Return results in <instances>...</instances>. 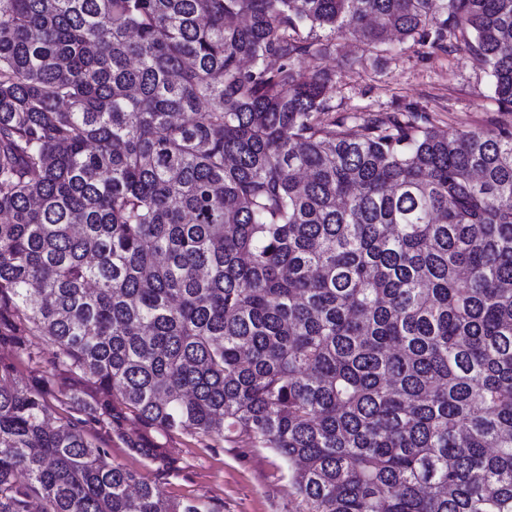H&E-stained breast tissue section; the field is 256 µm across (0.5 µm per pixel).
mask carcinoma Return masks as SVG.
<instances>
[{
  "label": "carcinoma",
  "mask_w": 512,
  "mask_h": 512,
  "mask_svg": "<svg viewBox=\"0 0 512 512\" xmlns=\"http://www.w3.org/2000/svg\"><path fill=\"white\" fill-rule=\"evenodd\" d=\"M352 36L456 43L512 107V0H0V340L305 512H512V131L330 120ZM0 369V512H213Z\"/></svg>",
  "instance_id": "obj_1"
}]
</instances>
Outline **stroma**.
Wrapping results in <instances>:
<instances>
[{
  "mask_svg": "<svg viewBox=\"0 0 512 512\" xmlns=\"http://www.w3.org/2000/svg\"><path fill=\"white\" fill-rule=\"evenodd\" d=\"M341 74L331 104L336 118L359 131L363 114L388 118L421 111L431 125L445 129H512V109L500 105L487 74L465 51H447L414 42L394 45L381 63L362 48H338L326 60ZM18 353L0 342V366L9 367L21 385L46 383L49 420L78 417L66 400L70 390L94 395V384L68 372L53 345L40 334L26 339ZM116 419L89 420L85 430L109 451V460L136 472L171 501L205 503L215 512H303L288 464L272 449L243 438L162 431L138 419L133 409L118 406ZM164 449L167 466L133 452L131 443Z\"/></svg>",
  "mask_w": 512,
  "mask_h": 512,
  "instance_id": "1",
  "label": "stroma"
}]
</instances>
